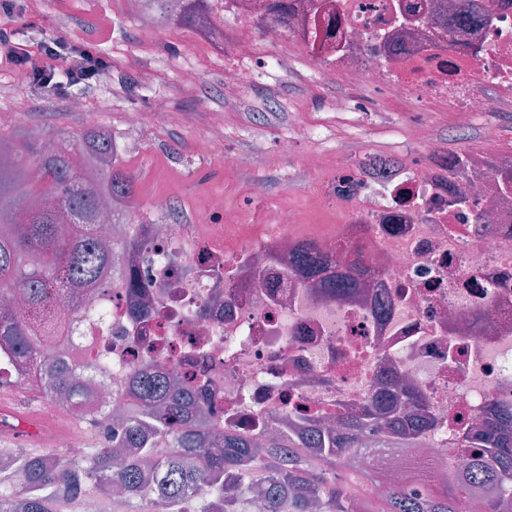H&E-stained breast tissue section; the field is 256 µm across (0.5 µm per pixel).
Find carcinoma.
Returning <instances> with one entry per match:
<instances>
[{
    "mask_svg": "<svg viewBox=\"0 0 512 512\" xmlns=\"http://www.w3.org/2000/svg\"><path fill=\"white\" fill-rule=\"evenodd\" d=\"M288 0H258L255 19L275 9L288 21ZM483 0H460L448 29L475 21ZM140 13L155 24L190 25L218 34L209 20V0H144ZM487 166L512 191V165L500 158ZM136 177L119 163L112 133L92 128L76 137L46 141L29 134L16 142L0 137V347L27 369L41 394L66 397L69 412L87 416L88 397L65 367L63 343L68 313L81 307L112 272L119 253L141 246L135 239L105 245L98 237L102 202L112 213L135 214ZM361 263L356 247L336 246V257L317 250L295 256L305 278L324 275V287L338 297L359 282L332 270ZM21 296L27 316L16 317L8 302ZM137 406L112 429V440L83 455L52 451L0 450V512H54L60 501L79 500L92 486L103 495L117 489L127 512H251L261 492L262 512H369L367 502L344 476L346 454L370 431L385 448H402L418 438L428 419L418 405L405 416L379 420V397L362 411L340 419L336 430H300L262 439L224 432L222 439L199 419L189 381L174 375L160 381L136 373L125 388ZM497 422L459 440L460 466L435 470L423 494L410 481L424 478L415 468L379 499L383 512H512V434Z\"/></svg>",
    "mask_w": 512,
    "mask_h": 512,
    "instance_id": "cac0c4a2",
    "label": "carcinoma"
}]
</instances>
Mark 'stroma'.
I'll return each instance as SVG.
<instances>
[{"instance_id":"35a3bbf8","label":"stroma","mask_w":512,"mask_h":512,"mask_svg":"<svg viewBox=\"0 0 512 512\" xmlns=\"http://www.w3.org/2000/svg\"><path fill=\"white\" fill-rule=\"evenodd\" d=\"M91 19L102 21L103 29L88 27ZM215 21L224 31L223 40L188 26L140 23L126 0H44L34 22L21 18L14 24L23 39L62 36L95 47L110 62L114 89L96 83L82 94L97 126L108 128L117 139L125 137L129 113L140 115L139 140L121 154L122 164L136 176L138 215L151 217V199L162 194L174 202L180 223L197 224L206 216L208 193L216 192L223 195L225 206L246 209L251 224L271 223L274 205L283 201L304 210L310 223H335V213L320 202L319 178L304 168L303 157L350 144L392 156L414 155L417 147L402 136L411 121L426 123L432 146L448 152L488 157L512 149V112L458 127L443 113L421 111L390 88L365 91L289 40L258 39L259 57L281 60L284 69L256 76L241 90H228L224 69L236 62L237 25L220 11ZM185 67L200 74L194 87L179 82ZM1 85L9 93L0 96V110L25 111L26 130L43 139L87 130L83 114L67 111L64 101L45 98L6 62L0 63ZM339 96L366 101L368 113L333 111L331 104ZM230 102L240 113L238 122L211 131L223 139L228 158L199 156V131L185 125V115L193 111L202 116ZM301 117L314 129V137L295 135ZM286 137L294 140L292 154L268 165V157L278 156V145ZM256 180L265 183L267 197L253 202L250 186Z\"/></svg>"}]
</instances>
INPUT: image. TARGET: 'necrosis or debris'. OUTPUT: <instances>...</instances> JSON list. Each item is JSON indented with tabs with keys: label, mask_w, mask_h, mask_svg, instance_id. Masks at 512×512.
Returning <instances> with one entry per match:
<instances>
[{
	"label": "necrosis or debris",
	"mask_w": 512,
	"mask_h": 512,
	"mask_svg": "<svg viewBox=\"0 0 512 512\" xmlns=\"http://www.w3.org/2000/svg\"><path fill=\"white\" fill-rule=\"evenodd\" d=\"M457 2L417 0L414 13L406 0H289L287 23L271 14L256 29L253 0H224L240 22L224 86H245L261 67L257 38H290L358 85L389 86L453 125L512 112V0H492L488 21L452 35L443 16ZM236 115L232 106L187 115L201 130L197 153L225 156L223 139L203 129ZM303 165L320 175L338 223H306L281 203L274 223L252 228L213 195V224H105L112 240L144 245L124 253L70 320L91 407L107 417L126 409L124 388L143 369L207 380L201 411L220 432L332 423L376 393H395L388 410L414 391L434 421L418 440L422 453L458 464L459 438L512 410V194L483 157L459 177L436 149L392 165L366 147L315 152ZM340 242L363 258L362 286L349 298L300 278L291 263L303 246L331 253ZM35 420L44 447L88 450L62 398H42ZM404 464L372 441L344 460L368 474L376 498Z\"/></svg>",
	"instance_id": "1"
}]
</instances>
